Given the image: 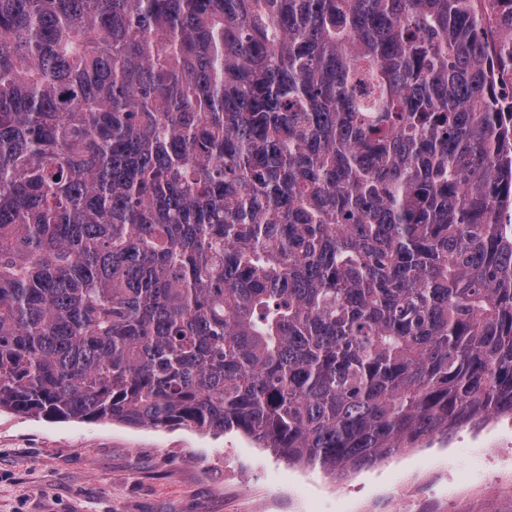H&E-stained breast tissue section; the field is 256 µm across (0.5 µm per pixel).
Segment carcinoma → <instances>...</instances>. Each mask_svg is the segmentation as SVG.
<instances>
[{"mask_svg": "<svg viewBox=\"0 0 512 512\" xmlns=\"http://www.w3.org/2000/svg\"><path fill=\"white\" fill-rule=\"evenodd\" d=\"M512 0H0V410L343 474L512 413Z\"/></svg>", "mask_w": 512, "mask_h": 512, "instance_id": "cac0c4a2", "label": "carcinoma"}]
</instances>
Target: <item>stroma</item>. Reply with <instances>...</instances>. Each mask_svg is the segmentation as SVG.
I'll return each mask as SVG.
<instances>
[{
    "label": "stroma",
    "mask_w": 512,
    "mask_h": 512,
    "mask_svg": "<svg viewBox=\"0 0 512 512\" xmlns=\"http://www.w3.org/2000/svg\"><path fill=\"white\" fill-rule=\"evenodd\" d=\"M472 427L340 477L240 432L54 421L0 412V512H512ZM466 447L449 454L447 444Z\"/></svg>",
    "instance_id": "stroma-1"
}]
</instances>
